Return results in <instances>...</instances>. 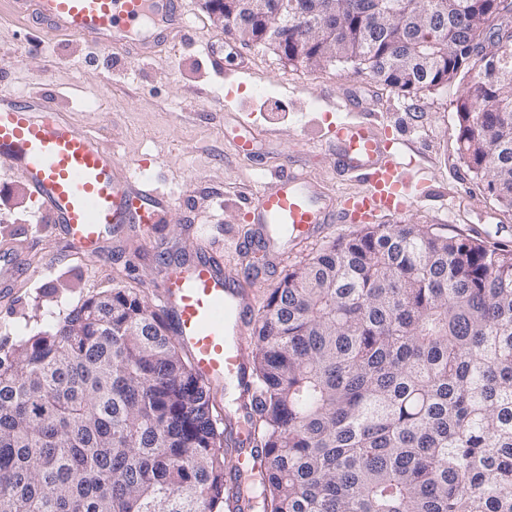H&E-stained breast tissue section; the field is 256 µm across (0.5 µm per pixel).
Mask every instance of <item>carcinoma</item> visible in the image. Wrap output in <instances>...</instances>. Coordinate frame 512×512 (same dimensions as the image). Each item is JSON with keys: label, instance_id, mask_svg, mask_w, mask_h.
I'll return each mask as SVG.
<instances>
[{"label": "carcinoma", "instance_id": "1", "mask_svg": "<svg viewBox=\"0 0 512 512\" xmlns=\"http://www.w3.org/2000/svg\"><path fill=\"white\" fill-rule=\"evenodd\" d=\"M288 61L351 63L408 94L469 78L457 140L512 211L505 0H305ZM263 44L267 23L243 16ZM498 65L491 64V61ZM241 404L258 512H512V249L367 224L289 269L252 327ZM232 431L164 315L134 288L0 343V512H230Z\"/></svg>", "mask_w": 512, "mask_h": 512}]
</instances>
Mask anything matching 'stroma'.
Listing matches in <instances>:
<instances>
[{"label":"stroma","mask_w":512,"mask_h":512,"mask_svg":"<svg viewBox=\"0 0 512 512\" xmlns=\"http://www.w3.org/2000/svg\"><path fill=\"white\" fill-rule=\"evenodd\" d=\"M181 6L193 25L180 45L144 61L104 50L97 66L80 39L48 37L41 25L0 13V94L50 93L64 119L97 137L134 176L153 177L170 201L164 223L129 225L88 256L55 225L40 223L25 179L0 158V248H17L21 267L11 291L0 292V343L54 329L86 299L116 287L140 289L159 306L164 259L190 258L201 248L248 275L249 293L263 301L289 268L358 230L334 225L276 265L242 243L249 233L243 198L286 163L335 195L362 191L360 182L337 175L317 145L343 120L335 109L342 99L366 110L379 128L404 131L430 171L413 205L383 223L423 224L512 247V212L492 201L460 155L456 103L465 80L407 94L345 64L307 69L273 47L237 39L201 0ZM248 127L265 131L250 158L234 140Z\"/></svg>","instance_id":"35a3bbf8"}]
</instances>
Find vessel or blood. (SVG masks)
<instances>
[{
	"label": "vessel or blood",
	"instance_id": "vessel-or-blood-1",
	"mask_svg": "<svg viewBox=\"0 0 512 512\" xmlns=\"http://www.w3.org/2000/svg\"><path fill=\"white\" fill-rule=\"evenodd\" d=\"M14 15L40 21L48 35L64 33L89 47L138 57L184 38L189 21L179 0H9ZM329 145L340 172L363 181V192L335 196L294 165L261 182L244 201L247 223L261 227L260 245L279 254L280 228L295 243L322 236L332 224H363L380 212L409 209L429 182V171L404 135L379 132L363 121L331 130ZM0 156L23 175L46 222L59 225L80 251L96 252L102 240L128 224L162 223L169 200L152 180L134 179L91 134L59 118L47 96L0 95ZM161 295L171 331L191 354L210 391L241 384L252 341L246 324L250 297L231 272L210 257L171 261ZM234 470L260 462L255 440L236 434Z\"/></svg>",
	"mask_w": 512,
	"mask_h": 512
}]
</instances>
